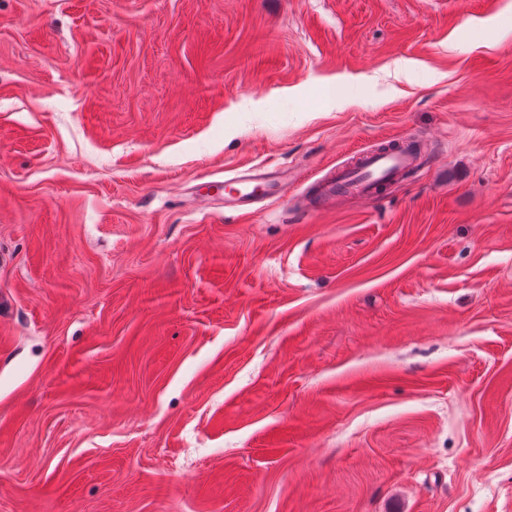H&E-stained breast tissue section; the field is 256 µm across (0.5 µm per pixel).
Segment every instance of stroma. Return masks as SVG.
Wrapping results in <instances>:
<instances>
[{"instance_id":"stroma-1","label":"stroma","mask_w":512,"mask_h":512,"mask_svg":"<svg viewBox=\"0 0 512 512\" xmlns=\"http://www.w3.org/2000/svg\"><path fill=\"white\" fill-rule=\"evenodd\" d=\"M0 512H512V0H0ZM425 150L423 143L402 139L381 150L368 151L350 166L323 180L322 200L348 195L376 197L381 188L411 170ZM272 172L265 168H256L250 174L235 176L232 181L236 187L224 195L225 206L238 210L248 209L260 200L266 199L275 192L281 197H288V182L276 183L272 179Z\"/></svg>"}]
</instances>
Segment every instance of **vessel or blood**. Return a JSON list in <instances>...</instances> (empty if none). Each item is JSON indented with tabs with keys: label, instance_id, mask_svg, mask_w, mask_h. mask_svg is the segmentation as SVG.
<instances>
[{
	"label": "vessel or blood",
	"instance_id": "vessel-or-blood-1",
	"mask_svg": "<svg viewBox=\"0 0 512 512\" xmlns=\"http://www.w3.org/2000/svg\"><path fill=\"white\" fill-rule=\"evenodd\" d=\"M424 150V144L402 139L366 152L355 164L339 168L323 181L322 197L335 200L348 195L377 196L383 186L411 170ZM233 182L224 199L228 207L238 210L250 208L273 192L283 197L288 194L287 183L274 182L270 172L263 168L236 176Z\"/></svg>",
	"mask_w": 512,
	"mask_h": 512
}]
</instances>
